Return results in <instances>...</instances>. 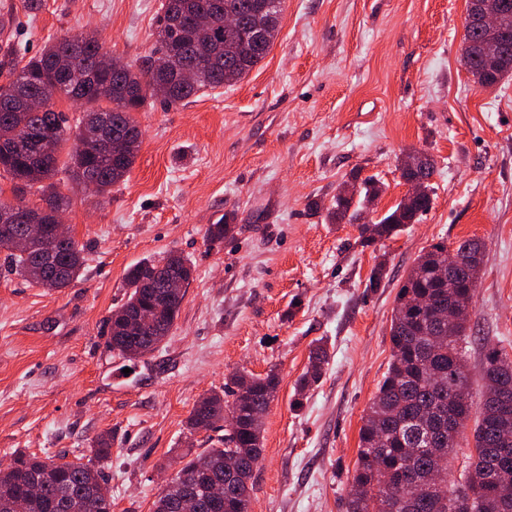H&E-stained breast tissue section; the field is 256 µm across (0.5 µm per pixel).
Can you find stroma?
<instances>
[{"instance_id": "1", "label": "stroma", "mask_w": 512, "mask_h": 512, "mask_svg": "<svg viewBox=\"0 0 512 512\" xmlns=\"http://www.w3.org/2000/svg\"><path fill=\"white\" fill-rule=\"evenodd\" d=\"M161 0H0L20 56L92 31L139 66ZM466 0H284L266 58L239 82L184 106L136 114L139 154L102 198L68 181L63 222L85 247L74 285L48 291L0 261V464L17 451L86 452L112 434L104 464L112 512H151L185 453L220 445L188 433L196 401L239 374L276 371L263 418L253 512H343L363 418L392 356L400 285L430 245L484 246L466 347L480 401L486 346L512 355V76L485 88L461 59ZM434 160L432 207L364 246L356 225L330 222L340 187L385 188L366 220L403 198L406 153ZM233 224L223 242L206 232ZM181 254L193 277L157 350L123 372L107 320L126 299L125 273ZM383 265L378 283L370 276ZM324 345L322 377L296 383Z\"/></svg>"}]
</instances>
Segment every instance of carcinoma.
Listing matches in <instances>:
<instances>
[{
  "label": "carcinoma",
  "instance_id": "carcinoma-1",
  "mask_svg": "<svg viewBox=\"0 0 512 512\" xmlns=\"http://www.w3.org/2000/svg\"><path fill=\"white\" fill-rule=\"evenodd\" d=\"M478 0H466L462 57L476 84L490 87L512 75V59L494 72L485 70L483 52L497 35L470 23ZM283 0H161L154 52L164 55V66L146 59L138 68H117L109 52L94 36L66 35L22 62L13 59L12 46L0 45L9 79L0 86V143L15 145L0 151V173L14 184L15 201H0V211L38 209L46 223L66 211L71 199L56 187L61 176L77 185L96 183L101 197L124 180L135 163L142 138L134 117L150 101L184 105L206 89L232 85L243 79L268 54L277 36ZM238 25L224 26V16ZM50 89V103L33 111L16 100L25 90L42 94ZM79 107L70 118L55 108V98ZM71 143L69 161L60 165V152ZM430 161L419 171L424 193L409 207L397 205L376 224H359V241L369 245L398 233L426 213L432 204ZM32 190L44 205L26 201ZM382 187L372 177L360 182V204L373 203ZM352 201L336 197L328 209L335 221L353 224ZM11 272L47 290L69 287L81 275L84 248L76 240L53 253L55 272L39 278L34 272L37 254H50L47 242H35L31 251H15L0 238ZM456 267L448 270V246L432 245L417 258L398 292L391 320L393 358L367 411L359 432L356 468L345 498V512H453L460 487L478 489L472 512H512V357L488 349L482 378L486 391L473 428V451L462 471V481L448 488L454 449L470 417L469 375L460 342L470 330L472 301L483 265L482 244L463 239L455 248ZM172 277L190 283L192 268L171 253L145 258L126 276L127 299L108 319L107 347L134 362L155 351L178 318L185 293L170 296L153 310V325L140 333L139 356L128 354L126 315L151 306L150 291L163 292ZM327 358L324 348L311 352L296 393L316 385ZM279 386V376H241L232 399L210 393L194 405L188 426L192 430L224 429L222 448H207L183 463V480L200 486L205 479L224 482V510L216 509L204 490L198 491L195 512H249L253 473L262 453V422L250 412L266 413ZM89 455L71 462L18 453L0 467V512H16V503L33 485L40 494L27 500L28 512H112V503L92 498L94 484L105 480L102 463L110 459L112 435L95 438ZM236 459V469L224 470V455Z\"/></svg>",
  "mask_w": 512,
  "mask_h": 512
}]
</instances>
